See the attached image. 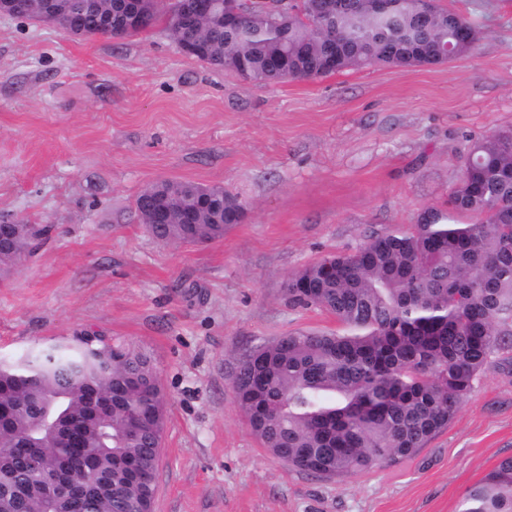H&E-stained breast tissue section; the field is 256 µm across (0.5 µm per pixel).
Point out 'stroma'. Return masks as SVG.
I'll list each match as a JSON object with an SVG mask.
<instances>
[{
	"label": "stroma",
	"instance_id": "35a3bbf8",
	"mask_svg": "<svg viewBox=\"0 0 512 512\" xmlns=\"http://www.w3.org/2000/svg\"><path fill=\"white\" fill-rule=\"evenodd\" d=\"M439 3L475 21L471 54L267 85L183 54L162 22L113 39L0 17V222L49 229L0 279V358L80 331L150 351L168 396L155 512H456L512 456L494 368L413 459L331 480L261 448L231 387L254 347L335 330L289 306V274L447 205L471 142L512 129V0ZM163 179L224 186L241 222L157 241L135 200Z\"/></svg>",
	"mask_w": 512,
	"mask_h": 512
}]
</instances>
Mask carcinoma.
Instances as JSON below:
<instances>
[{
    "label": "carcinoma",
    "mask_w": 512,
    "mask_h": 512,
    "mask_svg": "<svg viewBox=\"0 0 512 512\" xmlns=\"http://www.w3.org/2000/svg\"><path fill=\"white\" fill-rule=\"evenodd\" d=\"M189 0H97L116 39L144 32ZM143 9L147 22H129ZM272 14L254 3L227 28L215 19L171 31L202 40L195 58L258 83L311 80L368 66L437 67L470 54L475 23L419 0H299ZM176 199L199 192L165 181ZM243 205L224 193L222 224L141 223L163 243L224 237ZM46 229L13 225V256L33 251ZM298 308L336 318L334 332H292L257 348L234 374L235 399L264 449L328 478L398 465L447 429L460 404L512 349V130L474 143L446 209H425L408 227L373 232L351 254L324 256L290 274ZM61 422L67 434L47 420ZM166 395L151 356L119 338L79 334L0 361V512H153ZM84 472L71 496L53 501L49 479ZM458 512H512V456L468 488Z\"/></svg>",
    "instance_id": "cac0c4a2"
}]
</instances>
